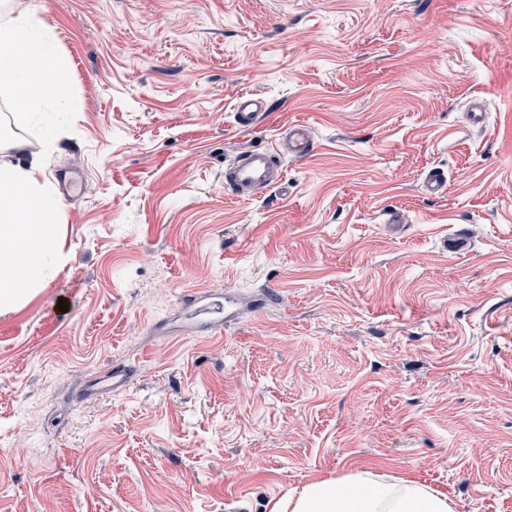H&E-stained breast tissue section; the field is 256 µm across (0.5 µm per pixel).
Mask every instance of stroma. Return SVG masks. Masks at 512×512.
Segmentation results:
<instances>
[{"label": "stroma", "mask_w": 512, "mask_h": 512, "mask_svg": "<svg viewBox=\"0 0 512 512\" xmlns=\"http://www.w3.org/2000/svg\"><path fill=\"white\" fill-rule=\"evenodd\" d=\"M18 4L68 80L26 136L81 186L0 315V512H266L355 470L512 512V0ZM296 122L281 188L225 190ZM233 110L238 127L248 130L268 112V106L265 98L257 94L243 93L235 99ZM288 153L296 158L309 155L314 148V142L310 136L309 127L304 123H297L288 129Z\"/></svg>", "instance_id": "35a3bbf8"}]
</instances>
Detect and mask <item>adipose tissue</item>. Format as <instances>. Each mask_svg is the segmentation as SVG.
Returning <instances> with one entry per match:
<instances>
[{
  "label": "adipose tissue",
  "mask_w": 512,
  "mask_h": 512,
  "mask_svg": "<svg viewBox=\"0 0 512 512\" xmlns=\"http://www.w3.org/2000/svg\"><path fill=\"white\" fill-rule=\"evenodd\" d=\"M51 34L16 0H0V41L13 50L0 54V88L10 91V110L0 118V315L16 311L56 278L65 256L57 244L62 201L45 179L41 157L11 160L24 150L15 139L59 96L65 72L54 67ZM56 79H43L48 69ZM267 512H454L444 492L414 478L384 479L369 471L312 481Z\"/></svg>",
  "instance_id": "ef3b65f1"
}]
</instances>
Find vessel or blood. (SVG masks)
I'll return each instance as SVG.
<instances>
[{
	"label": "vessel or blood",
	"mask_w": 512,
	"mask_h": 512,
	"mask_svg": "<svg viewBox=\"0 0 512 512\" xmlns=\"http://www.w3.org/2000/svg\"><path fill=\"white\" fill-rule=\"evenodd\" d=\"M265 98L244 93L234 102V118L239 128L247 130L257 124L267 112ZM288 152L296 158L309 155L314 142L309 127L297 123L288 129ZM284 182L283 169L274 149L266 147H250L241 151L224 167V186L239 196L251 192L269 191L281 186Z\"/></svg>",
	"instance_id": "vessel-or-blood-1"
}]
</instances>
